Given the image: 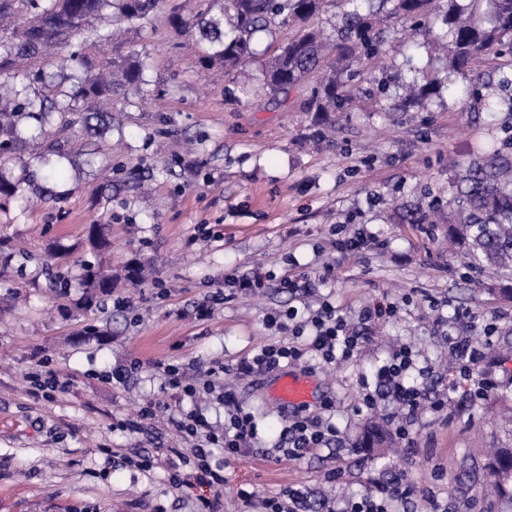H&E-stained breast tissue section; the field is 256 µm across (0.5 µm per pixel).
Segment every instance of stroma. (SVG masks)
Instances as JSON below:
<instances>
[{"mask_svg": "<svg viewBox=\"0 0 512 512\" xmlns=\"http://www.w3.org/2000/svg\"><path fill=\"white\" fill-rule=\"evenodd\" d=\"M128 38L147 58L159 106L117 97L116 128L94 165L62 164L45 183L50 197L0 209V235L25 258L0 274V512H196L199 489L173 487L161 455L184 440L161 419L136 432L129 424L161 400L220 427L224 405L166 390L164 363L200 379L218 371L256 417L259 446L229 460L223 449L211 451V464L224 470L218 512H256L291 488L307 495L311 512H340L401 471L418 486L434 484L444 512H501L485 493L480 451L512 445L504 422L512 414V335L493 337L481 368L498 387L476 404L448 338H477L493 315L512 324V300L489 291L449 251L447 225L402 220L421 201L447 200L449 160L498 136V118L463 96L468 81L456 75L453 92L432 111L345 112L332 137L320 140L298 94H245L201 68L187 37L161 22ZM102 214L112 218L113 264L151 261L158 281L118 284L88 314H63L61 305L82 290L59 296L41 272L47 248L80 249L86 224ZM334 224L372 231L376 242L342 258L331 242ZM331 262L336 268L325 274ZM257 268L279 276L301 270L318 282L307 296L272 283L200 316L226 273ZM119 298L129 308L116 307ZM325 299L352 324L371 302L394 303L396 312L351 360L296 364L314 379L318 402H333L341 442L291 461L273 453L288 420L272 395V374L243 376L236 365L280 340L264 322L267 312L294 306L306 315ZM89 319L107 335H80ZM402 343L429 369L430 398L448 406L419 413L415 446L398 444L391 456L379 444L352 454L372 416L354 411L359 382ZM134 359L140 366L126 385L111 382L112 371ZM43 364L62 383L48 398L32 391ZM147 452L159 457L153 471L130 465ZM243 489L253 503L240 497Z\"/></svg>", "mask_w": 512, "mask_h": 512, "instance_id": "obj_1", "label": "stroma"}]
</instances>
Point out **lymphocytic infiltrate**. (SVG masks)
<instances>
[{
  "label": "lymphocytic infiltrate",
  "mask_w": 512,
  "mask_h": 512,
  "mask_svg": "<svg viewBox=\"0 0 512 512\" xmlns=\"http://www.w3.org/2000/svg\"><path fill=\"white\" fill-rule=\"evenodd\" d=\"M391 314V305L377 303L365 307L358 324L352 325L328 302L322 303L315 314L305 318L293 307L267 314V323L287 333V340L262 346L252 356L239 361L236 370L246 375H256L284 364L303 361L310 355L330 364L349 360ZM448 344L458 358L462 374L472 380L473 398H488L497 385L494 380L475 373L482 357V342L452 338ZM416 369L412 348L406 345L396 348L378 368L374 390L362 393L359 409L374 410L378 399L386 397L407 416L414 415L423 400L414 378ZM164 372L168 386L182 390L184 396L193 398L202 392L217 395L228 415L220 432L198 413L171 417L175 432L186 442L185 447L172 449L171 454L188 468L187 473L173 476V486L179 488L197 484L210 489L223 487L224 471L211 465L206 448L211 445L223 449L228 457L252 448L257 437L253 414L239 405L235 392L227 385L219 386L212 381L200 387L184 384L179 372L171 365L165 366ZM339 439L340 431L330 419L297 411L285 427L281 442L285 446L284 456L297 460L314 450L331 448ZM413 492L414 488L406 477L399 475L390 483L376 486L374 491L360 499L347 501L342 512H391L393 502L406 499Z\"/></svg>",
  "instance_id": "lymphocytic-infiltrate-1"
}]
</instances>
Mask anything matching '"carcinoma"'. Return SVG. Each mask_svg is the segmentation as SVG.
<instances>
[{
  "mask_svg": "<svg viewBox=\"0 0 512 512\" xmlns=\"http://www.w3.org/2000/svg\"><path fill=\"white\" fill-rule=\"evenodd\" d=\"M164 0H0V17L13 26L0 29V76L18 79L0 94V207L23 198L22 181L7 175L5 167L21 159L25 133L42 139L43 155L64 158V144L53 131V116L61 127L83 124L102 139L112 127V100L146 88V61L135 50L115 53L100 65L94 49L112 43V28L121 21L142 31L158 18L177 32L190 35L205 69L241 71L251 65L253 42L260 33L273 35L289 28L288 39L263 63L261 79L245 90L257 96L298 92L303 110L319 112L327 124L336 113L353 112L356 104L387 99V109L429 111L449 90L427 68L408 61V71L397 79L386 65L397 30L393 19L423 36L422 46L445 53L447 74L473 77L469 96L489 112L504 113L501 136L487 150L450 169L448 201L418 206L404 216L409 224H435L441 207L448 208V241L458 244L477 274L492 270L512 281V78L493 83L485 68L504 57L512 62V0H343L344 9L327 32L319 23L330 0H202L200 10L187 18L163 10ZM68 52L80 75L64 90L54 76L36 66L58 52ZM381 67L382 77L355 82L366 68ZM87 250L99 254L111 242L103 224L87 227ZM56 269L54 287H70L69 273L79 270L82 296L75 308L89 311L112 295L117 276L112 266L92 263L60 246L50 248ZM124 278L139 286L148 277L138 262L124 266ZM485 466L495 499L512 506V448L491 450Z\"/></svg>",
  "mask_w": 512,
  "mask_h": 512,
  "instance_id": "cac0c4a2",
  "label": "carcinoma"
}]
</instances>
